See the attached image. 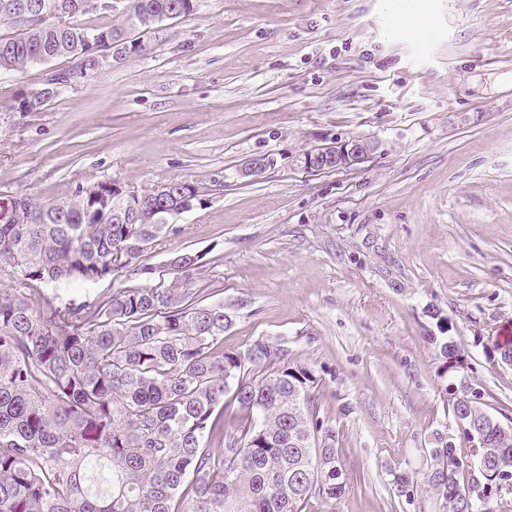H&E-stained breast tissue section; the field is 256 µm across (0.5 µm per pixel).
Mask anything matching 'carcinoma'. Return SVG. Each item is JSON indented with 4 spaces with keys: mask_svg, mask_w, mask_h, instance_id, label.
<instances>
[{
    "mask_svg": "<svg viewBox=\"0 0 512 512\" xmlns=\"http://www.w3.org/2000/svg\"><path fill=\"white\" fill-rule=\"evenodd\" d=\"M41 2L64 6L65 23L1 36L0 70L67 57L94 75L101 68L83 33L144 57L142 31L197 9V0H125L118 23L87 27L75 22L79 0ZM55 95L50 83L40 99L22 93L0 109L39 111ZM98 185L51 202L20 195L12 221L0 220V271L19 284L0 288V512H322L341 499L347 482L336 427L320 416L321 376L263 337L216 351L233 317L187 288L198 257L179 267L176 288H117L63 307L33 300L39 283L150 273L140 257L164 228L152 209L202 193L185 180L164 196ZM438 349L446 368H464L454 342ZM449 402L462 439L441 435L428 450L436 506L463 512L458 489L478 480L473 512L485 501L512 512V496L500 494L512 482V430L480 395L454 391ZM235 412L244 424L225 420ZM469 431L485 442L475 454ZM395 486L414 501L407 473Z\"/></svg>",
    "mask_w": 512,
    "mask_h": 512,
    "instance_id": "obj_1",
    "label": "carcinoma"
}]
</instances>
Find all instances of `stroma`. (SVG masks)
<instances>
[{
  "instance_id": "obj_1",
  "label": "stroma",
  "mask_w": 512,
  "mask_h": 512,
  "mask_svg": "<svg viewBox=\"0 0 512 512\" xmlns=\"http://www.w3.org/2000/svg\"><path fill=\"white\" fill-rule=\"evenodd\" d=\"M74 66L0 70V103ZM351 137L376 145L356 168L295 162ZM259 155L272 166L240 177ZM91 179L206 192L148 245L149 274L43 292L64 305L166 288L174 259L198 256L195 295L234 318L222 348L278 339L322 376L348 474L326 512H435L427 450L460 433L448 390L475 388L512 421L494 351L512 328V0H199L153 54L0 130V193L50 201ZM434 308L467 368L441 374Z\"/></svg>"
}]
</instances>
